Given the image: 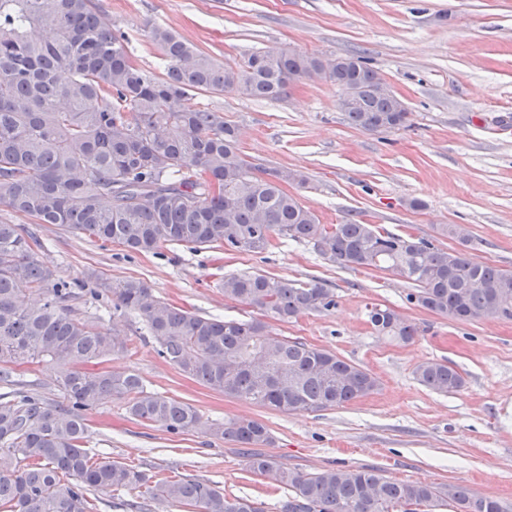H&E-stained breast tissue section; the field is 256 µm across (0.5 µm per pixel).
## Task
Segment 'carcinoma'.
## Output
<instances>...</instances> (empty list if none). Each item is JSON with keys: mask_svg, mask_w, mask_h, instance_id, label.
<instances>
[{"mask_svg": "<svg viewBox=\"0 0 512 512\" xmlns=\"http://www.w3.org/2000/svg\"><path fill=\"white\" fill-rule=\"evenodd\" d=\"M149 38L166 62L160 75L139 65L92 0H0L1 206L133 253L177 244L264 254L277 238L308 241L340 266L410 281L406 300L418 308L461 323L512 320V269L365 222L321 223L286 189L305 183L303 173L250 162L223 113L183 104L192 91L279 101L296 83L319 80L340 90L339 107L354 127L404 126L405 103L380 92L364 58L321 59L285 47L223 65L166 28L151 27ZM43 250L36 233L0 221V382L12 384L16 366L55 369L59 395L0 396V512H94L97 493L125 489L183 512H265L207 481L149 475L86 448L87 412L114 399L135 419L173 433L200 424L194 406L147 390L135 371L103 367L129 351V339L77 312L87 293L108 292L112 312L136 314L158 355L183 375L261 408L327 410L379 388L370 371L336 353L272 332L269 318L288 323L336 307L320 280L226 277L224 297L257 315L221 319L169 303L140 279L101 289L67 281ZM367 317L379 336L407 343L419 333L381 304ZM415 375L446 394L465 384L446 362H423ZM211 434L243 449L252 474L288 488L279 512H442L450 503L456 512H503L460 485L448 496L377 468H289L257 451L270 439L258 419L215 423Z\"/></svg>", "mask_w": 512, "mask_h": 512, "instance_id": "obj_1", "label": "carcinoma"}]
</instances>
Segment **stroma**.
<instances>
[{
	"instance_id": "35a3bbf8",
	"label": "stroma",
	"mask_w": 512,
	"mask_h": 512,
	"mask_svg": "<svg viewBox=\"0 0 512 512\" xmlns=\"http://www.w3.org/2000/svg\"><path fill=\"white\" fill-rule=\"evenodd\" d=\"M128 50L146 69L164 68L148 26L176 32L220 63L251 51L291 47L310 55L366 58L409 110L404 127L368 132L351 126L333 84L305 80L280 101L235 92L203 93L190 108L223 113L237 126L247 159L301 171L289 191L321 223L353 218L380 230L448 245L441 225L468 229L467 251L512 269V0H94ZM420 208H411V201ZM45 262L67 280L89 284L125 278L147 283L167 301L203 316L247 319L253 311L225 298L233 274L318 279L336 295L335 308L275 333L337 353L380 381L371 395L323 411L281 413L231 398L188 379L165 362L133 314H116L107 295L80 310L102 311L105 325L128 336L134 355L109 357L112 370L131 369L148 390L193 404L202 429L173 434L133 419L115 399L88 414V446L148 473L198 478L226 495L277 512L288 491L249 472L235 445L210 435L208 424L263 420L262 448L286 466L314 472L370 466L402 481L461 485L512 512V321L472 323L414 308L407 280L389 272L344 268L310 242L278 240L252 256L221 249L166 245L132 253L73 235L54 224L33 226ZM406 315L421 332L407 344L374 333L367 307ZM443 361L465 378L453 394L421 385L414 370Z\"/></svg>"
}]
</instances>
